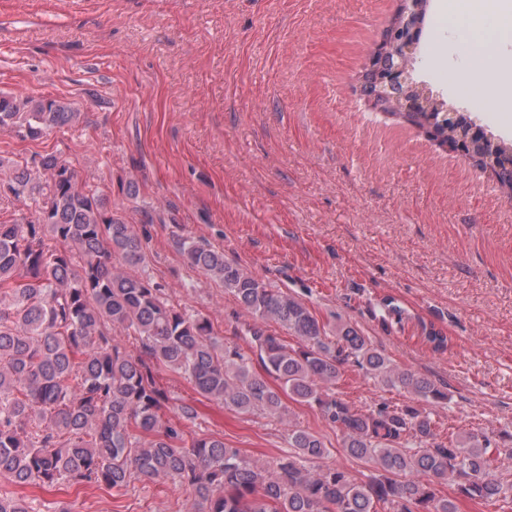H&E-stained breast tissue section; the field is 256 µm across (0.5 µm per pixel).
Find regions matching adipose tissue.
Masks as SVG:
<instances>
[{"mask_svg": "<svg viewBox=\"0 0 512 512\" xmlns=\"http://www.w3.org/2000/svg\"><path fill=\"white\" fill-rule=\"evenodd\" d=\"M498 24L494 32L484 28L483 16L474 0H447L446 10L466 15L475 33L470 65L458 90L464 97L512 110V0H494Z\"/></svg>", "mask_w": 512, "mask_h": 512, "instance_id": "obj_1", "label": "adipose tissue"}]
</instances>
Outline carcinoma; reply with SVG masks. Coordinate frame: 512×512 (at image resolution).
<instances>
[{
    "label": "carcinoma",
    "mask_w": 512,
    "mask_h": 512,
    "mask_svg": "<svg viewBox=\"0 0 512 512\" xmlns=\"http://www.w3.org/2000/svg\"><path fill=\"white\" fill-rule=\"evenodd\" d=\"M435 141L453 144L472 127L467 117L437 113ZM71 104L0 92V133L22 139L80 122ZM471 157L506 169L512 145L474 134ZM0 198L28 200L32 214L0 218V479L14 485L90 483L120 490L139 478L188 483L190 512H457L436 485L457 481L474 501H505L508 487L492 474L490 439L471 432L437 440L430 416L406 405L359 413L330 393L352 364L387 386L438 405L448 394L431 380L394 367L355 326L334 335L307 306L193 240L182 243L191 265L220 281L253 317L245 336L264 369L294 398L316 407L340 429L342 448L370 463L363 482L305 462L329 449L316 433L288 426L291 455L273 468L214 437L189 438L165 417L168 396L153 365L190 379L203 396L239 413L285 414L279 392L255 376L248 358L220 344L210 321L174 306L165 288L138 269L146 263L134 225L112 215L107 196L85 190L56 154L30 163L0 158ZM274 323L299 339L288 345ZM139 338L135 355L118 337ZM435 352L448 336L433 327ZM0 512H71L16 499L0 490Z\"/></svg>",
    "instance_id": "carcinoma-1"
}]
</instances>
